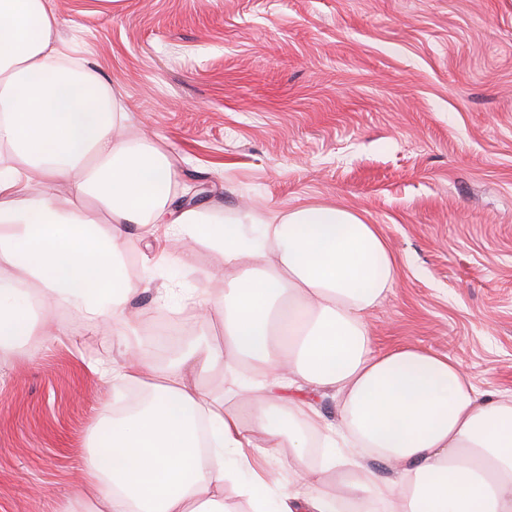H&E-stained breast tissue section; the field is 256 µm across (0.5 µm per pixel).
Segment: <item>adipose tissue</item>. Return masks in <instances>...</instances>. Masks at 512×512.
<instances>
[{
	"label": "adipose tissue",
	"mask_w": 512,
	"mask_h": 512,
	"mask_svg": "<svg viewBox=\"0 0 512 512\" xmlns=\"http://www.w3.org/2000/svg\"><path fill=\"white\" fill-rule=\"evenodd\" d=\"M57 25L45 0H0V145L12 155L0 168V353L20 352L39 319L70 307L110 322L125 349L98 378L152 394L95 429L59 512H229V484L250 512H512V397H480L446 355L375 353L369 315L397 262L348 211L226 222L216 238L233 280L219 296L197 289L192 306L202 318L223 313L221 340L172 357L134 338L125 305L141 283L122 263L131 231L159 225L180 240L208 229L196 210L173 208L168 155L120 136V92L67 62ZM35 173L66 183L72 206L33 193ZM243 361L260 379L238 385L233 405L200 387L199 375ZM304 389L328 392L336 420L305 401L271 408ZM371 458L394 464L395 478L378 477ZM277 469L288 486L272 500Z\"/></svg>",
	"instance_id": "1"
}]
</instances>
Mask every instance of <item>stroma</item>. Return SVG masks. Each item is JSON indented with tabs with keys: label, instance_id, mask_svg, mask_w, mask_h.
<instances>
[{
	"label": "stroma",
	"instance_id": "stroma-1",
	"mask_svg": "<svg viewBox=\"0 0 512 512\" xmlns=\"http://www.w3.org/2000/svg\"><path fill=\"white\" fill-rule=\"evenodd\" d=\"M70 56L119 90L126 132L167 152L200 217L331 204L397 260L374 347L458 360L512 395V0H48ZM132 278L223 293L206 238ZM61 335L0 361V512H57L93 428L125 394L91 371L112 333L62 309Z\"/></svg>",
	"mask_w": 512,
	"mask_h": 512
}]
</instances>
